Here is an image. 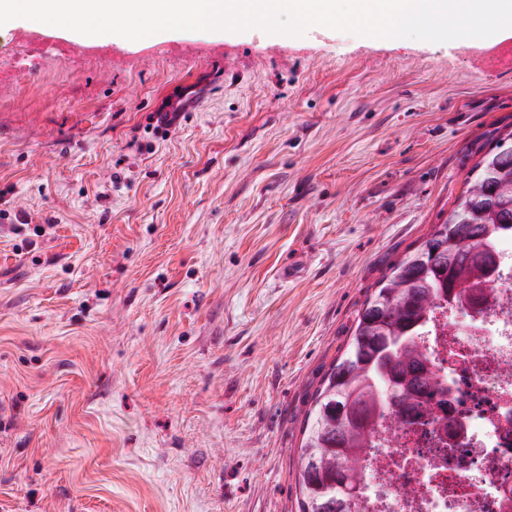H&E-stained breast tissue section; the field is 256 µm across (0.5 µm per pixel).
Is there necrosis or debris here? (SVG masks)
I'll return each instance as SVG.
<instances>
[{
  "label": "necrosis or debris",
  "mask_w": 512,
  "mask_h": 512,
  "mask_svg": "<svg viewBox=\"0 0 512 512\" xmlns=\"http://www.w3.org/2000/svg\"><path fill=\"white\" fill-rule=\"evenodd\" d=\"M47 51L71 66L100 59L99 46L77 57L37 35L20 49ZM498 254L487 300L436 308L419 336L450 403L434 422H378L358 512H512V238Z\"/></svg>",
  "instance_id": "obj_1"
}]
</instances>
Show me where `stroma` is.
<instances>
[{
  "label": "stroma",
  "mask_w": 512,
  "mask_h": 512,
  "mask_svg": "<svg viewBox=\"0 0 512 512\" xmlns=\"http://www.w3.org/2000/svg\"><path fill=\"white\" fill-rule=\"evenodd\" d=\"M499 44L512 28L254 27L19 60L0 512H298L307 413L357 310L512 132V65L481 58Z\"/></svg>",
  "instance_id": "obj_1"
}]
</instances>
